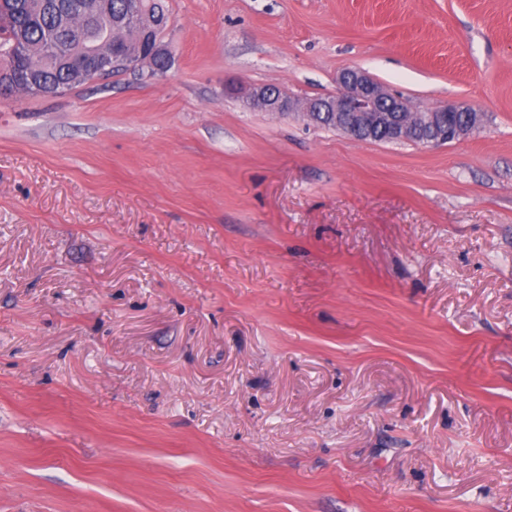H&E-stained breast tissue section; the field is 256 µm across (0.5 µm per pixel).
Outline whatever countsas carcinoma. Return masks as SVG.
<instances>
[{
	"label": "carcinoma",
	"mask_w": 512,
	"mask_h": 512,
	"mask_svg": "<svg viewBox=\"0 0 512 512\" xmlns=\"http://www.w3.org/2000/svg\"><path fill=\"white\" fill-rule=\"evenodd\" d=\"M51 8L43 7V0H0V61L7 67L0 71V93L29 86L34 80L41 88L62 94L86 82L79 78V66L88 56V48L95 38L112 33V20L124 16L133 0H105L106 8L98 13L72 10L74 0H48ZM151 18L158 24L167 23L164 0H144ZM158 32L131 26L125 34V43L112 51V61L97 73L108 78L127 69V53L151 52L152 38ZM24 45L27 53L17 55L15 44Z\"/></svg>",
	"instance_id": "1"
}]
</instances>
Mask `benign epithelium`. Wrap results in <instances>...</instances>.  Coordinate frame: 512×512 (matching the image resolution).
Masks as SVG:
<instances>
[{
    "label": "benign epithelium",
    "mask_w": 512,
    "mask_h": 512,
    "mask_svg": "<svg viewBox=\"0 0 512 512\" xmlns=\"http://www.w3.org/2000/svg\"><path fill=\"white\" fill-rule=\"evenodd\" d=\"M338 91L326 99H310L305 102L288 97L280 89L270 85H253L246 101L254 109L271 115L286 116L298 112L310 120L318 112L336 113V125L358 141H374L378 132L390 138H401L406 129L400 120L401 113L411 111L407 101L390 93L369 73L360 68H345L336 77ZM450 112H474L469 107L441 106L414 114L415 124L429 131L420 139L426 146L442 145L464 138L478 125L472 119L469 127L460 129L448 124Z\"/></svg>",
    "instance_id": "7a95c632"
}]
</instances>
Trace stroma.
<instances>
[{
  "label": "stroma",
  "instance_id": "1",
  "mask_svg": "<svg viewBox=\"0 0 512 512\" xmlns=\"http://www.w3.org/2000/svg\"><path fill=\"white\" fill-rule=\"evenodd\" d=\"M171 65L0 97V512H512V0H167ZM365 70L440 147L247 108ZM448 112H450V119L452 124L462 123L464 112H471L473 117L471 124L466 129L452 127L448 124ZM476 110L469 107H455L444 105L435 109L427 110L425 112H418L414 114V121L418 127H422L430 132L427 137L418 139V130L415 128L408 135L406 141L418 144L419 140L421 145L435 146L444 143H451L461 140L470 131L478 125V116L474 117Z\"/></svg>",
  "mask_w": 512,
  "mask_h": 512
}]
</instances>
